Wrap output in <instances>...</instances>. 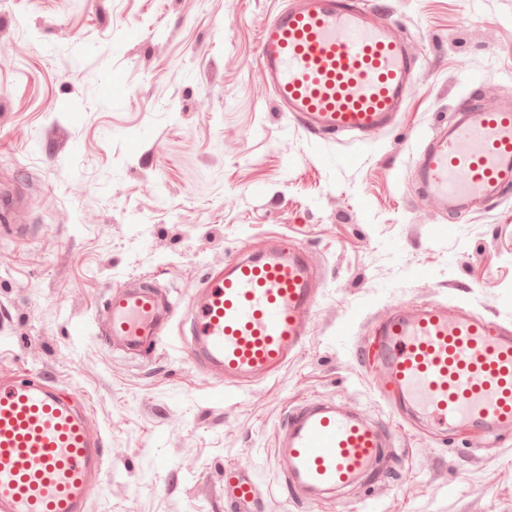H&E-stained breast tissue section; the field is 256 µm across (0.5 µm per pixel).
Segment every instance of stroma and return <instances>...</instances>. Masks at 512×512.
I'll list each match as a JSON object with an SVG mask.
<instances>
[{"label": "stroma", "instance_id": "1", "mask_svg": "<svg viewBox=\"0 0 512 512\" xmlns=\"http://www.w3.org/2000/svg\"><path fill=\"white\" fill-rule=\"evenodd\" d=\"M418 54L398 126L369 144L279 112L255 57L285 0H0V370L44 373L109 450L90 512H229L224 469L251 472L266 512L275 435L305 400L395 423L362 375L368 321L420 298L512 320V197L462 224L410 194L407 171L460 97L512 96V0H384ZM287 233L324 292L306 346L275 377L217 398L176 353L130 361L73 335L133 277L190 295L228 254ZM428 445L427 456L418 453ZM373 499L315 512H512V435L473 459L401 432Z\"/></svg>", "mask_w": 512, "mask_h": 512}]
</instances>
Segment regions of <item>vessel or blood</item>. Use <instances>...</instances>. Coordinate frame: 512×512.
Instances as JSON below:
<instances>
[{
    "label": "vessel or blood",
    "instance_id": "b4317fda",
    "mask_svg": "<svg viewBox=\"0 0 512 512\" xmlns=\"http://www.w3.org/2000/svg\"><path fill=\"white\" fill-rule=\"evenodd\" d=\"M257 67L290 122L369 143L398 123L416 55L374 0H288L262 24ZM454 111L410 175L440 215L462 222L512 188V100L487 109L462 97ZM319 285L307 249L277 234L209 269L188 303L131 278L72 331L132 356L175 349L230 393L271 378L305 347ZM357 355L400 424L463 428L474 447L512 432V328L502 321L462 303L403 305L377 320ZM397 442L395 427L353 406L304 403L279 426V485L297 505L342 497L381 481ZM107 464L98 426L54 380L0 373V512H88ZM224 500L231 512L264 509L241 470H225Z\"/></svg>",
    "mask_w": 512,
    "mask_h": 512
}]
</instances>
